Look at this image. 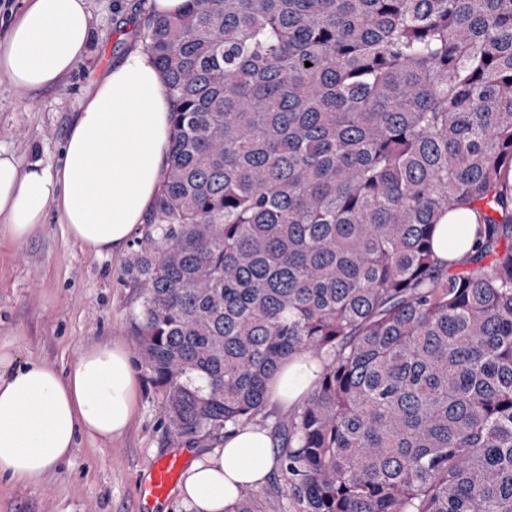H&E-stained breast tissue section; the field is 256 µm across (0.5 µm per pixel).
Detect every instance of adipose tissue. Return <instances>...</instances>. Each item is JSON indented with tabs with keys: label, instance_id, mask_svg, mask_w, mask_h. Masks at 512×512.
Here are the masks:
<instances>
[{
	"label": "adipose tissue",
	"instance_id": "1",
	"mask_svg": "<svg viewBox=\"0 0 512 512\" xmlns=\"http://www.w3.org/2000/svg\"><path fill=\"white\" fill-rule=\"evenodd\" d=\"M87 0H25L0 41V77L29 92L56 86L86 54ZM170 101L150 54L129 51L96 83L75 116L56 167L22 164L0 148V230L17 243L56 203L72 239L98 255L126 246L145 223L168 166ZM323 361L281 367L270 394L289 410L301 404ZM139 380L117 343L84 349L68 371L32 362L0 376V479L42 484L69 459L79 437H123L138 410ZM268 429L252 423L199 454L178 494L187 512H228L275 466Z\"/></svg>",
	"mask_w": 512,
	"mask_h": 512
}]
</instances>
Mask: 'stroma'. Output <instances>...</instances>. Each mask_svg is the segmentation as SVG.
Instances as JSON below:
<instances>
[{"label": "stroma", "mask_w": 512, "mask_h": 512, "mask_svg": "<svg viewBox=\"0 0 512 512\" xmlns=\"http://www.w3.org/2000/svg\"><path fill=\"white\" fill-rule=\"evenodd\" d=\"M135 0H88L92 38L60 85L17 91L0 79V147L21 162L57 164L72 118L95 81L141 46ZM129 249L99 256L76 243L49 204L26 243L0 240V351L14 367L31 361L66 370L92 344L135 343L129 333L131 291L121 278ZM139 411L128 432L101 443L82 437L72 456L37 486L0 482V512H137L141 483L173 455L157 394L139 380Z\"/></svg>", "instance_id": "1"}]
</instances>
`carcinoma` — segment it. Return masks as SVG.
<instances>
[{
	"label": "carcinoma",
	"mask_w": 512,
	"mask_h": 512,
	"mask_svg": "<svg viewBox=\"0 0 512 512\" xmlns=\"http://www.w3.org/2000/svg\"><path fill=\"white\" fill-rule=\"evenodd\" d=\"M142 38L171 135L121 282L171 443L267 418L308 353L297 512H512V0H188ZM459 216L466 219L464 223H466L467 225V241L462 247L456 248L451 253H448V245L444 247L442 244V240L444 238L445 232H447V224L457 223V219ZM442 223L443 224H439V227L437 228L434 236V250L437 257L443 262H448V260H462L465 257L466 253L469 251L472 241L475 238V233L476 230L478 229V225H480L477 224L476 214L473 211H466L463 213L451 212L445 216ZM304 356L296 358V362L289 365L288 361L281 367L270 394V402L283 410H289L301 404L307 386L315 378L316 371H320L323 361L318 357H308L306 362H300Z\"/></svg>",
	"instance_id": "cac0c4a2"
}]
</instances>
